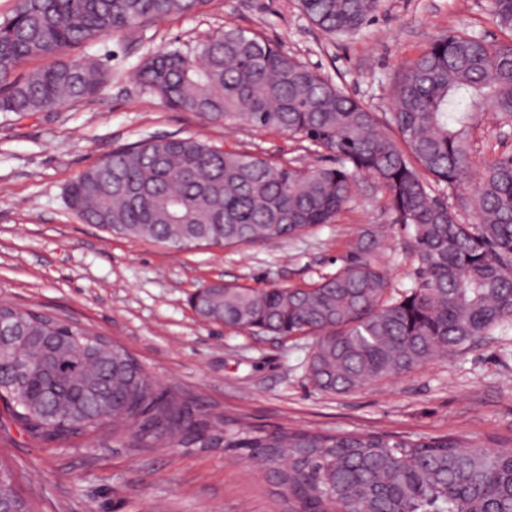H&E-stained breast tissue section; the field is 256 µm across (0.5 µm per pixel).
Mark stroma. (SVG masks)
<instances>
[{
  "label": "stroma",
  "instance_id": "stroma-1",
  "mask_svg": "<svg viewBox=\"0 0 512 512\" xmlns=\"http://www.w3.org/2000/svg\"><path fill=\"white\" fill-rule=\"evenodd\" d=\"M491 0H383L362 28L331 36L296 0H215L207 12L173 17L82 53L110 72L94 97L44 112H0V303L73 318L135 354L167 387L216 414L256 427L446 438L512 448V327L412 372L347 394L317 387L310 335L266 336L200 318L192 294L221 280L245 288L313 284L335 273L363 235L396 287L415 283L413 230L394 223L381 193L361 180L334 222L293 240L178 251L81 221L65 190L113 149L151 136L200 135L278 165L332 164L284 134L211 124L167 107L136 78L160 50H190L233 25L262 35L340 84L378 115L391 88L440 31L467 28L507 40ZM512 152V128L484 114L476 161ZM0 459L15 471L35 512H283L279 496L246 458L223 449L127 448L110 428L44 443L0 420Z\"/></svg>",
  "mask_w": 512,
  "mask_h": 512
}]
</instances>
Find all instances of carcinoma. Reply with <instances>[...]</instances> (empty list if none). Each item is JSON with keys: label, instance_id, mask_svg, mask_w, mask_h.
<instances>
[{"label": "carcinoma", "instance_id": "carcinoma-1", "mask_svg": "<svg viewBox=\"0 0 512 512\" xmlns=\"http://www.w3.org/2000/svg\"><path fill=\"white\" fill-rule=\"evenodd\" d=\"M212 0H15L0 18V112H42L95 95L108 70L63 58ZM322 31L367 23L381 0H298ZM512 32V0H491ZM50 63L25 75L34 60ZM140 83L169 107L210 123L299 138L334 157L301 170L195 136H158L112 150L66 191L68 207L109 233L177 250L292 239L330 223L370 178L398 224L414 230L421 281L400 294L360 239L348 264L306 288L224 285L190 298L228 328L316 338L308 369L343 394L452 356L512 324V155L484 161L475 194L477 112L512 126V43L463 31L435 35L394 86L382 122L360 100L258 35L226 27L192 54L147 58ZM19 337L0 352V406L31 437L54 442L103 427L128 447L222 448L249 459L285 512H512V450L454 438L265 429L224 418L163 386L125 347L70 318L0 305ZM0 504L33 512L0 461Z\"/></svg>", "mask_w": 512, "mask_h": 512}]
</instances>
